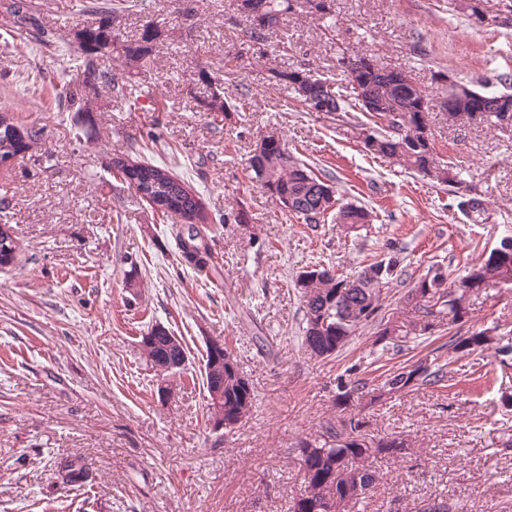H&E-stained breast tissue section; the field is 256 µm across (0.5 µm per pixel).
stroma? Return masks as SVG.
I'll use <instances>...</instances> for the list:
<instances>
[{
    "instance_id": "1",
    "label": "stroma",
    "mask_w": 512,
    "mask_h": 512,
    "mask_svg": "<svg viewBox=\"0 0 512 512\" xmlns=\"http://www.w3.org/2000/svg\"><path fill=\"white\" fill-rule=\"evenodd\" d=\"M69 41L94 16L82 0H32ZM464 0H331L328 19L296 11L267 40L243 47L234 0H137L119 9L122 40L147 22L163 31L153 61L129 75L119 54L102 67L130 78L135 99L106 89L83 115L43 106L28 73L46 84L80 73L0 16V106L19 125L42 128L33 157L0 168V224L24 249L0 270V512H289L300 494L294 450L336 412L338 380L378 384L389 369L448 341L447 330L399 353L361 328L339 353L309 357L296 275L321 262L342 273L401 248L402 272L381 314L409 319L403 296L432 265L449 279L512 235V125L449 123V80L495 86L512 74V0H483L478 23ZM359 51L410 72L429 98L427 120L441 161L456 165L468 193L488 203L484 223L458 209L453 187L401 171L363 148L347 117L297 106L274 72L306 68L342 78L343 53ZM219 77L232 119L212 120L200 69ZM317 174L337 197L375 219L347 234L307 224L252 184L248 158L265 131ZM176 169L213 217V282L180 263L169 224L112 179L114 158L138 153ZM135 279L136 289L126 286ZM183 343L185 387L159 400L160 377L141 337L152 326ZM469 329L512 335V288L471 298ZM224 340L256 395L250 418L230 431L207 421V337ZM512 366L493 353L463 357L440 387L357 405L370 433L397 434L410 447L383 458L381 480L360 512H417L440 497L465 512H512ZM87 460L82 488L57 481L61 458Z\"/></svg>"
}]
</instances>
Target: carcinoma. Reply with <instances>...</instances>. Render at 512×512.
I'll list each match as a JSON object with an SVG mask.
<instances>
[{
  "label": "carcinoma",
  "mask_w": 512,
  "mask_h": 512,
  "mask_svg": "<svg viewBox=\"0 0 512 512\" xmlns=\"http://www.w3.org/2000/svg\"><path fill=\"white\" fill-rule=\"evenodd\" d=\"M250 12L244 28L245 42H262L266 35L280 26L284 15L298 8V0H247ZM87 10L96 16L95 22L75 32L78 47L76 61L83 76L79 84L63 83L54 86L57 105L70 112L88 111L90 92L106 87L115 96L125 97L131 84L120 81L111 71L99 65L100 58L120 51L131 69H139L152 59L153 47L161 37L159 27L149 21L144 26L139 40L127 43L120 39L112 26L114 6L112 0H91ZM6 14L13 26L24 31L35 41L57 53L70 52L71 44L62 47L56 44L55 33L39 23L35 6L29 0H11ZM405 71L374 63L373 71L365 72L370 94L384 102V108L375 112L363 109L362 98L367 92H359L354 82L345 77L341 81L312 73L305 69L280 74L294 100L308 109L307 97H327V111L345 113L361 112L375 138V148L370 150L376 158H384L404 170L428 177L449 186L461 184L459 172L453 163L439 161L434 145L417 149L411 142L420 140L422 124L426 116L418 112L419 107L429 110L427 95L418 85L407 84L397 75ZM200 78L210 87L204 102V111L209 114L228 112L224 92L219 79L205 69ZM500 88L484 90L474 84H462L464 93L474 99H484L495 109V103L503 100L512 104V75L502 74L498 78ZM403 113L408 121L397 122V113ZM41 141V129L18 126L0 108V153L11 152L25 158ZM250 178L261 188L278 199L288 198V212L309 223L307 213L317 216L316 223L330 217L340 224L346 233H352L372 223L373 216L367 208L354 203H342L336 198L333 187L315 174L304 163L294 159L282 141L271 144L263 153L249 159ZM112 177L133 188L136 192L154 200L161 195L167 200L166 208L158 211L163 217H176L193 212L200 225H188V236L198 238L197 245L203 255L193 260L178 250L181 261L208 280L222 275V267L213 257V218L208 213L200 196L173 173V163L155 164L142 160L139 169L129 171L124 166L113 165ZM400 264L399 252L369 264L379 270L375 281L362 278L364 269L350 274H340L331 267L320 266L316 278L299 273L295 287L300 289L305 309L303 344L306 351L318 358H327L339 352L357 331L374 321L383 307V291L395 276ZM512 281V237L502 238L489 254L468 268L466 274L450 283L448 277L432 266L406 293L404 300L411 306L415 319L408 325H399L392 320L379 323L376 342L382 349L401 351L409 335H430L436 328L435 318L448 319V328H457L469 321V297L489 284ZM169 330L153 344L140 343L142 354L156 370L181 364L186 361V351L180 340H169ZM495 337L487 330L473 331L466 336L448 338V357L480 354L492 347ZM437 347L424 356L407 359L383 380L380 386L367 389L369 382L357 380L337 383L335 398L336 415L326 419L322 432L312 440L304 439L296 449L299 472L304 484L300 495L293 499L289 512H350L358 502L366 499L379 481L375 462L384 457H399L406 454L408 445L399 436L376 438L366 433V422L352 413L355 403L370 397L369 403H379L397 393H409L422 388L437 387L447 374L449 362L442 359ZM211 348H206L204 376L208 393V412L214 413L213 393H221L226 425L233 427L250 415L254 394L249 382L239 368H210Z\"/></svg>",
  "instance_id": "carcinoma-1"
}]
</instances>
